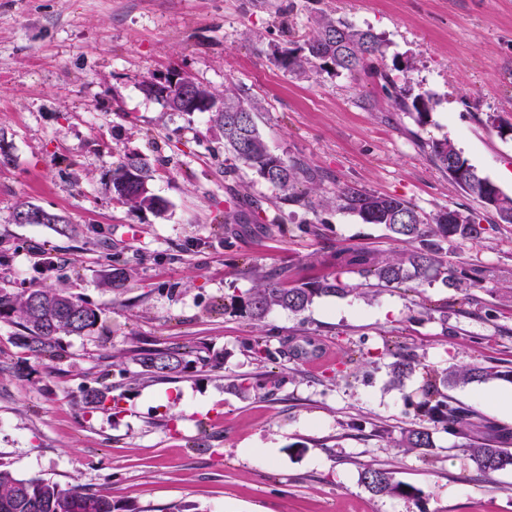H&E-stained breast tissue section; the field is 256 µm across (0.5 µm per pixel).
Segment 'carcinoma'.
<instances>
[{
    "label": "carcinoma",
    "mask_w": 512,
    "mask_h": 512,
    "mask_svg": "<svg viewBox=\"0 0 512 512\" xmlns=\"http://www.w3.org/2000/svg\"><path fill=\"white\" fill-rule=\"evenodd\" d=\"M383 59L381 39L369 30L357 28L329 14L314 20L312 33L298 52L280 58L282 65L292 73H303L317 65H329L336 71L354 76L362 70L379 72ZM148 95L160 100L166 109L181 108L186 112H199L198 98L212 103L209 113L212 126L224 139V151L247 165L284 195L293 194L296 185L305 177L303 169L271 152L266 137L255 120V107L234 88L226 87L217 93L201 83L193 92L184 90L181 81L166 80L158 83L156 91ZM400 109L416 112L418 119L428 115V103L414 99L408 103L396 100ZM431 156L443 170H448V160L454 158L467 167V178L458 186L501 222L512 224V196L497 191L500 198L487 197L491 180L481 175L464 159L449 139L434 142ZM153 169L147 158L138 153L126 155L112 168L105 190L122 200L135 212L162 213L165 202L149 188ZM336 210L358 217L364 224H380L392 239L408 244V248L392 255H380L365 249L338 251L323 260V264L337 271L373 276L384 288L415 283H429L443 276L444 283L468 296L471 288L482 287V281L471 278L464 282L457 275L455 264L443 256L445 243L456 240H477L485 228L469 211L444 208L427 218L418 208L402 198L368 192L352 185L341 187L335 197ZM37 210L42 214L41 224L60 225L59 233L67 234L65 218L37 205H18L13 220ZM130 273L119 254L107 257V265L100 274V284L113 290L126 287ZM353 292L334 274L323 275L306 282L288 283V272L261 275L240 300L239 310L255 325L266 321L276 310L298 315L308 309L315 299ZM100 320V313L82 298L64 288H0V322L18 327L23 345L31 355L41 360L60 356L64 336L84 335L91 332ZM268 340L255 336L247 343V350L259 362L276 360L267 347ZM139 367L137 374L149 378L165 377L195 367L220 369L224 354L216 352L202 355L179 347L141 348L132 356ZM497 378L512 382V370H499L473 364L465 368L448 370L429 379L425 399L416 411L427 421L437 424L448 435L463 440L461 447L483 474L512 469V428H502L489 442L474 441L466 433V425L474 410L455 403L444 389L460 383L483 382ZM122 395H113L112 388L87 386L83 389L84 407L90 410L120 409ZM399 447L429 450L433 448L431 432L425 427L407 430ZM360 481L379 496L414 494V489L404 488L395 481L387 469L366 467ZM0 512H141L129 501L114 502L112 498L91 491L81 485H62L42 477L19 478L12 470L0 464Z\"/></svg>",
    "instance_id": "cac0c4a2"
}]
</instances>
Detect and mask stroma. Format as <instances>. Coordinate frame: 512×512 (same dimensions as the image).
I'll return each mask as SVG.
<instances>
[{"label":"stroma","mask_w":512,"mask_h":512,"mask_svg":"<svg viewBox=\"0 0 512 512\" xmlns=\"http://www.w3.org/2000/svg\"><path fill=\"white\" fill-rule=\"evenodd\" d=\"M371 30L384 76L281 66L320 13ZM191 73L260 106L270 149L311 172L281 192L224 151L207 113L166 111L144 81ZM430 99L427 118L395 97ZM451 139L469 164L512 195V0H0V287L66 285L98 308L84 335L63 337L44 364L0 323V463L17 476L77 483L133 502L140 512H512V469L491 475L459 439L434 428L431 450L398 448L421 420L425 372L468 364L512 367V224L469 197L427 146ZM150 161L163 215L133 212L102 188L124 154ZM353 185L395 195L426 216L469 210L481 240L454 242L459 272L486 280L469 304L442 280L381 288L343 274L356 292L315 299L303 313L273 312L264 331L276 362L246 349L256 327L225 300L256 275L287 270L289 283L322 274L317 256L347 248L391 254L384 226L321 207ZM29 202L65 215L17 224ZM307 232H299V225ZM56 257L41 266V251ZM132 268L119 294L99 287L108 254ZM323 350L319 363L297 349ZM180 346L223 353L224 367L124 388L120 412L87 411L82 390L135 372L133 350ZM416 369L394 382L395 354ZM265 374L270 390L242 392ZM512 382L460 384L483 441L512 416L488 394ZM368 466L392 472L414 497L377 496ZM32 209L38 210L42 214V219L35 223H28V224H64V225H61L58 232L62 235L67 234V229L65 226L68 223L65 218H63L55 213H52L50 211H47L37 205L31 204V203L20 204L15 208V210L13 212L14 222L17 224H20L18 222V218L22 217L24 214H28ZM36 219H37V215H34L33 213H29L28 215H25L21 218V222L27 223V222L34 221Z\"/></svg>","instance_id":"35a3bbf8"}]
</instances>
